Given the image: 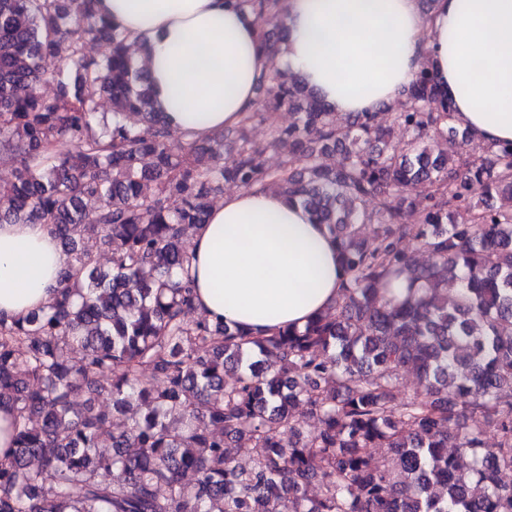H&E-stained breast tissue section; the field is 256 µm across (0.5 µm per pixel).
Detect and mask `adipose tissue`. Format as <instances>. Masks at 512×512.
I'll list each match as a JSON object with an SVG mask.
<instances>
[{
    "mask_svg": "<svg viewBox=\"0 0 512 512\" xmlns=\"http://www.w3.org/2000/svg\"><path fill=\"white\" fill-rule=\"evenodd\" d=\"M286 9L273 63L232 0H98L138 44L157 110L194 138L237 127L275 66L345 115L395 104L428 61L457 125L482 144L512 142V0H434L426 12L419 0H286ZM337 252L326 226L275 190L227 194L191 234L197 312L256 335L304 326L340 294ZM64 265L50 225L0 224V315L46 308Z\"/></svg>",
    "mask_w": 512,
    "mask_h": 512,
    "instance_id": "1",
    "label": "adipose tissue"
}]
</instances>
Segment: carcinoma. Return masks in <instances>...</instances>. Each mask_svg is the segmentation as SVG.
<instances>
[{
	"label": "carcinoma",
	"mask_w": 512,
	"mask_h": 512,
	"mask_svg": "<svg viewBox=\"0 0 512 512\" xmlns=\"http://www.w3.org/2000/svg\"><path fill=\"white\" fill-rule=\"evenodd\" d=\"M236 5L276 59L283 0ZM91 41L110 54L88 58ZM262 90L237 127L176 140L95 0H0V153L18 163L0 184V223L50 224L66 256L46 310L0 317V402L15 413L0 512H512V209L474 202L478 190L512 200V143L462 159L469 133L451 125L427 63L392 113L405 143L375 113L336 124L275 67ZM103 95L113 117L139 116L149 132L95 123ZM284 106L295 123L271 126L265 145L246 138ZM315 144L342 163L324 165ZM269 148L284 155L276 170ZM223 182L272 187L326 225L346 276L331 310L260 336L197 316L182 239ZM418 188L427 204L405 224ZM404 239L430 261L416 264ZM91 240L112 247V268L97 265ZM174 269L183 278L171 282ZM408 367L418 387L401 398ZM86 390L109 391L112 405L79 399ZM300 405L319 421L307 436ZM122 410L128 425L105 455L101 437ZM474 418L494 426V445ZM242 439L246 465L231 451ZM458 453L472 457L465 470Z\"/></svg>",
	"instance_id": "1"
}]
</instances>
